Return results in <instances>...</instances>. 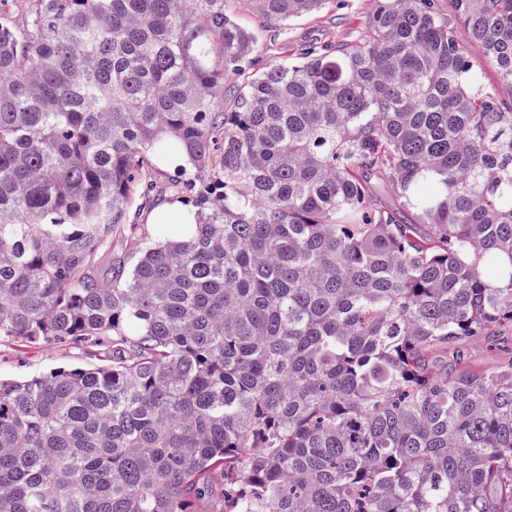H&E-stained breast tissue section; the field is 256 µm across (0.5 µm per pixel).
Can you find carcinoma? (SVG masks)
<instances>
[{
    "label": "carcinoma",
    "instance_id": "carcinoma-1",
    "mask_svg": "<svg viewBox=\"0 0 512 512\" xmlns=\"http://www.w3.org/2000/svg\"><path fill=\"white\" fill-rule=\"evenodd\" d=\"M453 2L294 64L256 29L326 0L0 23V338L112 343L0 379V512H512V359L461 367L512 323V106L456 35L511 85L512 0ZM457 38L460 45L465 49L469 59L477 66L482 82L494 88L498 92L499 100L508 107L512 104V86L503 82L497 66L489 60L483 50L473 43L468 31L460 24L457 25ZM144 206L145 201L137 194L130 212L131 219L137 224H147L150 232L156 236V238H159L158 236L162 237L167 235L170 225L163 224L167 216L165 206L149 208L146 205V207L143 208ZM140 243V238L137 237H116L112 239V245L110 249L106 252H103L98 258V266L102 272L107 270L111 260L116 256H125L130 257L134 255L138 245Z\"/></svg>",
    "mask_w": 512,
    "mask_h": 512
}]
</instances>
